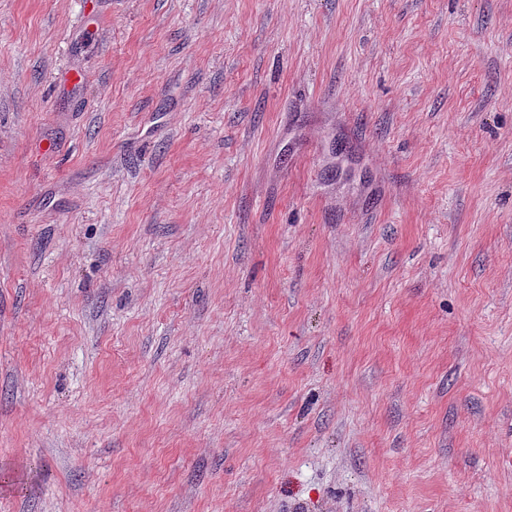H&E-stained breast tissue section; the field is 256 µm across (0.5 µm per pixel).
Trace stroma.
Segmentation results:
<instances>
[{
  "instance_id": "35a3bbf8",
  "label": "stroma",
  "mask_w": 512,
  "mask_h": 512,
  "mask_svg": "<svg viewBox=\"0 0 512 512\" xmlns=\"http://www.w3.org/2000/svg\"><path fill=\"white\" fill-rule=\"evenodd\" d=\"M0 512H512V0H0Z\"/></svg>"
}]
</instances>
